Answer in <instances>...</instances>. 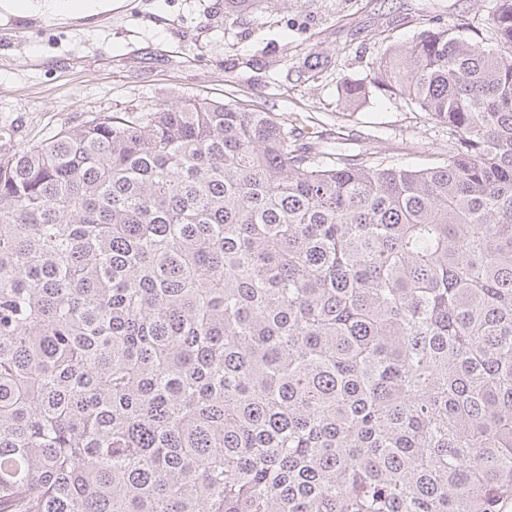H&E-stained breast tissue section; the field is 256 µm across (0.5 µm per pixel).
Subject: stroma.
Returning a JSON list of instances; mask_svg holds the SVG:
<instances>
[{
	"instance_id": "stroma-1",
	"label": "stroma",
	"mask_w": 512,
	"mask_h": 512,
	"mask_svg": "<svg viewBox=\"0 0 512 512\" xmlns=\"http://www.w3.org/2000/svg\"><path fill=\"white\" fill-rule=\"evenodd\" d=\"M0 6V129L16 144L42 139L92 112L155 108L194 96L235 97L283 120H313L343 137L327 153L368 148L397 166L448 152V131L416 106L378 91L340 104L342 85L365 78L385 46L428 23L480 26L487 0H261L225 18L224 0H98L75 16L35 0ZM316 55L321 71L303 67Z\"/></svg>"
}]
</instances>
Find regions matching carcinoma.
<instances>
[{
	"mask_svg": "<svg viewBox=\"0 0 512 512\" xmlns=\"http://www.w3.org/2000/svg\"><path fill=\"white\" fill-rule=\"evenodd\" d=\"M485 24L341 92L446 127L439 165L232 98L0 142V512H505L512 0Z\"/></svg>",
	"mask_w": 512,
	"mask_h": 512,
	"instance_id": "carcinoma-1",
	"label": "carcinoma"
}]
</instances>
